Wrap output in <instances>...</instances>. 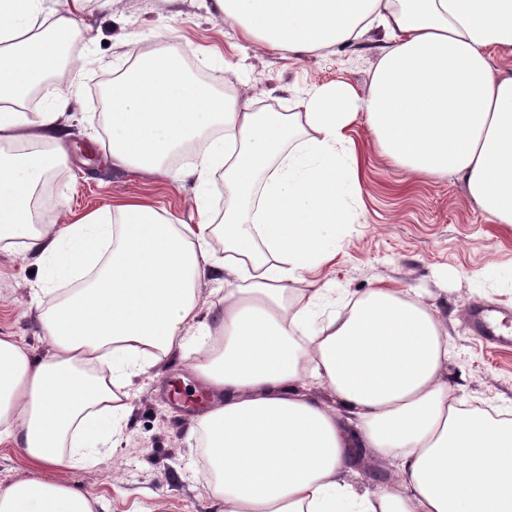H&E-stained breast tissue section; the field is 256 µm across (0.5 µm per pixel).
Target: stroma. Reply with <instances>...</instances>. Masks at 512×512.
I'll list each match as a JSON object with an SVG mask.
<instances>
[{
	"label": "stroma",
	"mask_w": 512,
	"mask_h": 512,
	"mask_svg": "<svg viewBox=\"0 0 512 512\" xmlns=\"http://www.w3.org/2000/svg\"><path fill=\"white\" fill-rule=\"evenodd\" d=\"M210 0H116L111 12L88 6L85 35L72 40L70 57L81 72L75 121L65 130V164L44 190L59 213L84 215L138 199L194 224L190 183L114 170L100 135L98 94L105 77L137 66L150 47L173 52L179 65L216 93L248 84L261 104L285 112L298 89L344 80L367 91L385 44L382 30L358 44L290 61L240 40L236 29L212 16ZM360 156L354 220L336 243V258L305 274L330 291L315 308L330 315L379 282L406 288L448 326V381L463 405L512 406V345L492 343L469 328L475 306L497 310L512 323V224L494 223L455 177H410L373 144L365 118L349 128ZM19 249L0 248V336L20 339L32 359L46 356L39 321L68 284L34 294L40 276ZM204 355L192 348L144 365L128 387L129 410L121 435L91 465L61 470L69 486L98 502L97 512H211L210 480L200 474L202 442L189 431L203 408L191 370Z\"/></svg>",
	"instance_id": "1"
}]
</instances>
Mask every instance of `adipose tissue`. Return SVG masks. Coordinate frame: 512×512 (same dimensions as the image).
<instances>
[{
  "label": "adipose tissue",
  "mask_w": 512,
  "mask_h": 512,
  "mask_svg": "<svg viewBox=\"0 0 512 512\" xmlns=\"http://www.w3.org/2000/svg\"><path fill=\"white\" fill-rule=\"evenodd\" d=\"M91 3L114 0H0V245L42 265L43 291L93 272L41 314L46 358L0 336V438L39 470L0 489V512H96L59 471L121 434L120 383L198 338L193 371L214 398L192 427L218 475L217 512H512V419L460 408L448 327L431 307L380 286L318 324L298 287L352 221L359 159L347 131L362 113L396 167L453 175L491 220L512 224V70L487 55L512 56V0H211L244 42L296 60L376 27L390 42L366 94L317 85L288 113L257 111L246 91L213 95L170 51L147 50L108 92L109 161L192 182L198 222L128 201L42 224L38 191L66 157L73 94L34 112L26 101L60 69L55 35L81 36ZM197 139L198 158L171 170L170 155ZM218 274L212 328L200 316ZM356 448L388 472L382 487L353 482Z\"/></svg>",
  "instance_id": "1"
}]
</instances>
